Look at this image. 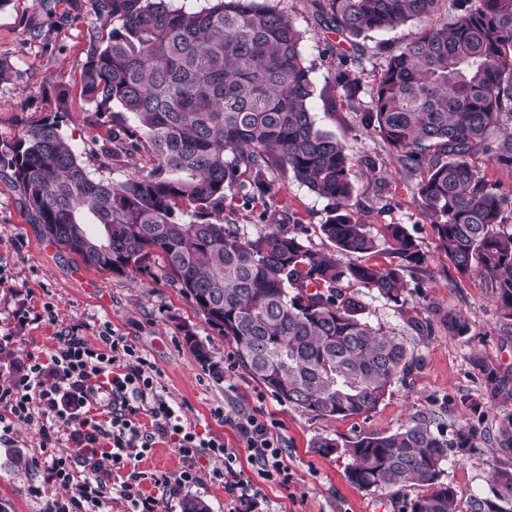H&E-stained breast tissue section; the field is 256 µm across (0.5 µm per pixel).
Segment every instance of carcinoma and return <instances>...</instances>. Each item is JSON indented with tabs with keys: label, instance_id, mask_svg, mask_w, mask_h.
I'll list each match as a JSON object with an SVG mask.
<instances>
[{
	"label": "carcinoma",
	"instance_id": "cac0c4a2",
	"mask_svg": "<svg viewBox=\"0 0 512 512\" xmlns=\"http://www.w3.org/2000/svg\"><path fill=\"white\" fill-rule=\"evenodd\" d=\"M327 29L346 41L392 30L437 10L439 0H323ZM451 23L425 29L387 56L363 123L396 153L407 172L425 171L418 195L440 246L456 270L483 276L502 326L512 328V197L471 163L479 152L512 166V134L491 133L512 122V0H465ZM112 25L105 47L89 50L85 121L109 125L100 147L122 144L133 172L95 180L57 120H45L8 150V169L22 188L43 236L89 267L115 274L144 272L163 259L177 285L217 333L230 340L241 366L281 401L321 417L375 410L424 360L392 330L369 319L355 283L392 304L423 337L439 323L448 335L470 332L450 309L424 317L412 302L405 272L427 262L402 224L377 236L350 201L354 191L346 146L316 127L314 97L336 111L355 97L360 72L336 71L317 89L302 35L273 0H216L200 11L171 10L165 0H92ZM119 111H113V107ZM146 151L150 166L133 159ZM292 177L331 201L319 235L342 254H372L388 245L387 266L342 264L316 249L311 229L284 212L285 222L252 233L236 219L251 208L263 222L276 206L275 178ZM186 343L215 381L218 358L191 331ZM484 393L463 398L476 417L451 436L420 420L389 434L313 447L348 456L345 476L358 489L419 486L408 512H457L456 490L441 481L448 449L465 453L484 437L491 402L512 401V375L480 363ZM501 455L488 467V491L467 512H512V419L495 434Z\"/></svg>",
	"mask_w": 512,
	"mask_h": 512
}]
</instances>
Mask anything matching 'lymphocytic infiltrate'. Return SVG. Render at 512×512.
<instances>
[{"instance_id": "1", "label": "lymphocytic infiltrate", "mask_w": 512, "mask_h": 512, "mask_svg": "<svg viewBox=\"0 0 512 512\" xmlns=\"http://www.w3.org/2000/svg\"><path fill=\"white\" fill-rule=\"evenodd\" d=\"M100 339L96 349L80 337H61L57 348L33 358L0 388V441L9 439L13 423L34 426L48 450L39 463L45 479L70 491L68 501L48 512H108L116 496L127 502L128 512H158V498L141 489L145 474L137 464L159 438L187 464L186 470L155 477V486L166 492L194 483L198 460L206 454L223 458L224 491L232 500L254 503L264 498V485H287L288 456L264 421L250 413L226 417L243 444L239 450L228 447L184 421L147 359L123 337L105 331ZM103 383L110 385V395H101ZM98 405L105 407L104 416L94 414ZM143 413L152 418V430L141 428ZM64 440L82 455L110 457L127 474L116 483L108 472L75 471L58 451ZM243 461L248 470L240 469Z\"/></svg>"}]
</instances>
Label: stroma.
<instances>
[{
    "mask_svg": "<svg viewBox=\"0 0 512 512\" xmlns=\"http://www.w3.org/2000/svg\"><path fill=\"white\" fill-rule=\"evenodd\" d=\"M302 33V48L316 87L331 83L344 57L361 56L362 87L354 99L328 111L321 100L311 110L318 127L346 147L354 184L352 205L373 232L382 225L402 224L426 254V263L408 271V283H421L412 298L421 308L454 309L468 317V336L453 337L442 326L431 336L416 338L394 308L382 298L365 295L372 321L396 329L425 358L422 369L368 414L352 418H321L280 402L237 362L235 347L219 336L197 313L191 301L165 276L163 261L151 257L147 272L119 275L86 266L81 259L43 237L27 212L20 187L0 170V376L22 371L30 357L44 355L64 335L83 337L100 346L107 330L124 337L160 375L168 398L182 418L208 430L237 448V433L223 416L263 411L264 421L288 454L292 479L287 487L265 485L270 512H403L418 487L400 491H364L345 477L349 462L341 454L322 455L316 438L351 440L386 434L402 424L426 419L450 432L452 424L469 418L460 400L483 390L478 359L485 358L512 372V340L503 341L496 303L487 281L478 274H458L439 246L423 213L417 193L421 173L409 174L394 160L380 138L363 128L361 117L384 62L386 50H399L428 26L449 22L453 0H441L427 19L413 20L394 30L375 32L359 44L340 41L326 31L319 0H275ZM111 28L91 10L88 0H0V60L12 70L0 83V150L16 142L32 126L63 116L62 131L92 178L120 181L127 167L104 168L96 155L106 137L102 126L83 117L89 107L82 94V77L91 45H105ZM377 159L376 167L365 156ZM280 205L300 223L317 227L327 216L329 202L292 178L275 182ZM192 331L224 361V380L215 382L186 346ZM14 444H0V512H47L48 504L67 497L66 488L45 481L38 466L45 450L33 426L15 424ZM494 442L480 441L463 464L448 463L442 479L457 492L461 512L470 497L488 489V460L496 456ZM201 479L188 487L205 499L211 512H227L222 481L212 476L221 459L201 457Z\"/></svg>",
    "mask_w": 512,
    "mask_h": 512,
    "instance_id": "1",
    "label": "stroma"
}]
</instances>
